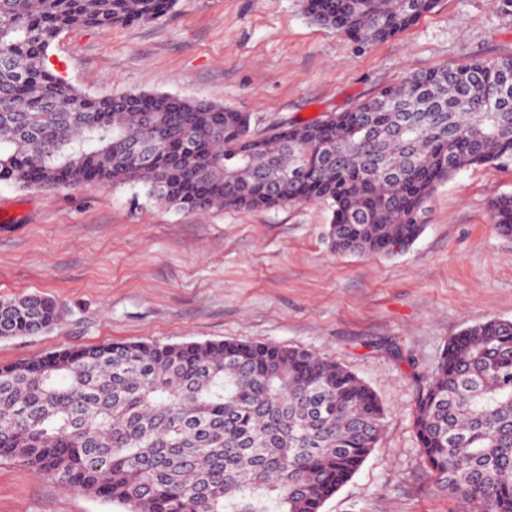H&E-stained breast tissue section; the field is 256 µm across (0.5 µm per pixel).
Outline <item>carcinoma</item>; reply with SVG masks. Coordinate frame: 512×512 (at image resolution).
<instances>
[{
    "instance_id": "1",
    "label": "carcinoma",
    "mask_w": 512,
    "mask_h": 512,
    "mask_svg": "<svg viewBox=\"0 0 512 512\" xmlns=\"http://www.w3.org/2000/svg\"><path fill=\"white\" fill-rule=\"evenodd\" d=\"M175 0H0V182L58 190L141 186L206 213L322 201L331 247L393 257L422 234L438 188L512 160V58L411 74L341 112L262 134L245 112L168 93L97 98L48 68L65 30L154 20ZM437 0H303L315 24L383 42ZM158 143L148 170L128 152ZM336 161L328 166L323 150ZM309 176L288 183L296 169ZM488 211L512 237V194ZM67 313L29 294L0 301V340ZM374 390L308 349L233 338L67 346L0 364V459L123 512H321L376 448ZM424 461L448 497L512 512V320L451 337L412 409Z\"/></svg>"
}]
</instances>
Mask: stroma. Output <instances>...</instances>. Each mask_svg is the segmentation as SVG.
<instances>
[{
	"label": "stroma",
	"mask_w": 512,
	"mask_h": 512,
	"mask_svg": "<svg viewBox=\"0 0 512 512\" xmlns=\"http://www.w3.org/2000/svg\"><path fill=\"white\" fill-rule=\"evenodd\" d=\"M512 57V0H438L417 24L364 45L309 21L302 0H176L164 16L64 31L49 67L96 97L165 92L247 112L256 131L317 118L412 73ZM512 167L439 187L405 253L341 254L322 203L200 214L141 187L22 190L0 182V300L42 293L68 314L36 337L0 340V364L61 346L235 338L336 359L386 410L377 448L322 512H466L424 466L411 411L448 340L512 320V238L488 200ZM0 512H121L0 459Z\"/></svg>",
	"instance_id": "obj_1"
}]
</instances>
